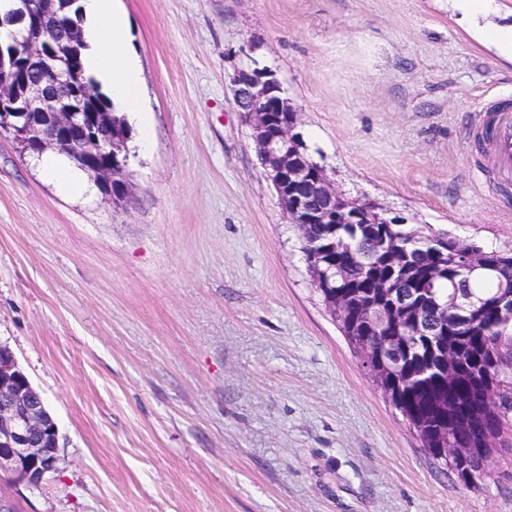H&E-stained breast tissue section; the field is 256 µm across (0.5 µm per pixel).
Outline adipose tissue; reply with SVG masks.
Returning <instances> with one entry per match:
<instances>
[{
    "instance_id": "adipose-tissue-1",
    "label": "adipose tissue",
    "mask_w": 512,
    "mask_h": 512,
    "mask_svg": "<svg viewBox=\"0 0 512 512\" xmlns=\"http://www.w3.org/2000/svg\"><path fill=\"white\" fill-rule=\"evenodd\" d=\"M88 48L84 68L108 87L113 102L125 112L141 113L139 69L125 45L126 18L113 0H80Z\"/></svg>"
}]
</instances>
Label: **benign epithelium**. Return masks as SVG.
I'll return each instance as SVG.
<instances>
[{"label":"benign epithelium","mask_w":512,"mask_h":512,"mask_svg":"<svg viewBox=\"0 0 512 512\" xmlns=\"http://www.w3.org/2000/svg\"><path fill=\"white\" fill-rule=\"evenodd\" d=\"M78 0H0V135L24 156L54 151L90 174L113 203L130 194L128 131L110 108H86L99 96L77 67L84 30L71 17ZM242 51L232 77L235 102L251 129L267 178L291 224H388L377 204L336 190L307 154L300 111L274 70ZM58 426L39 393L0 344V472L30 490L56 471Z\"/></svg>","instance_id":"7a95c632"}]
</instances>
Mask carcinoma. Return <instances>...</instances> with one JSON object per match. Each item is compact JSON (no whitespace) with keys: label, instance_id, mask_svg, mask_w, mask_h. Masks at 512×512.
<instances>
[{"label":"carcinoma","instance_id":"carcinoma-1","mask_svg":"<svg viewBox=\"0 0 512 512\" xmlns=\"http://www.w3.org/2000/svg\"><path fill=\"white\" fill-rule=\"evenodd\" d=\"M300 241L336 263L315 288L345 301L335 320L429 455L467 485L484 478L489 458L458 462L448 449H512V324L495 306L512 293V253L490 251L499 273L476 276L473 243L406 224H312ZM388 332L395 365L380 345Z\"/></svg>","mask_w":512,"mask_h":512}]
</instances>
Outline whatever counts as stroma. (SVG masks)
<instances>
[{
  "label": "stroma",
  "instance_id": "1",
  "mask_svg": "<svg viewBox=\"0 0 512 512\" xmlns=\"http://www.w3.org/2000/svg\"><path fill=\"white\" fill-rule=\"evenodd\" d=\"M145 118L132 195L0 137V343L60 430L13 512H512V451L464 485L361 368L307 273L234 100L275 70L339 191L512 250V193L471 141L512 62L447 0H119Z\"/></svg>",
  "mask_w": 512,
  "mask_h": 512
}]
</instances>
